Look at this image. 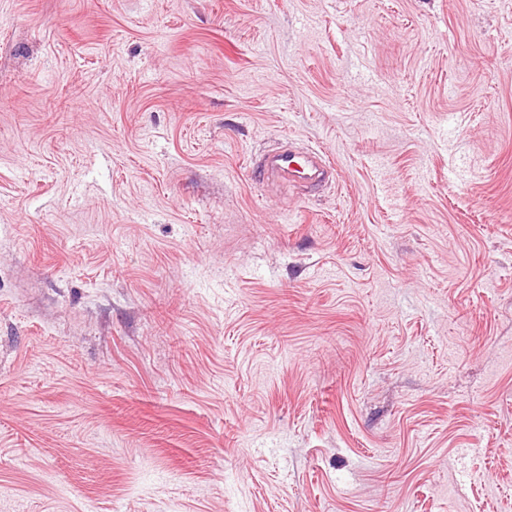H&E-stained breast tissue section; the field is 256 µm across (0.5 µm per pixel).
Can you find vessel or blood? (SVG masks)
<instances>
[{"label": "vessel or blood", "mask_w": 512, "mask_h": 512, "mask_svg": "<svg viewBox=\"0 0 512 512\" xmlns=\"http://www.w3.org/2000/svg\"><path fill=\"white\" fill-rule=\"evenodd\" d=\"M259 178H280L291 183L313 186L329 179L334 168L316 151L300 149L293 144L282 145L254 161Z\"/></svg>", "instance_id": "vessel-or-blood-1"}]
</instances>
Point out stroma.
<instances>
[{"instance_id":"1","label":"stroma","mask_w":512,"mask_h":512,"mask_svg":"<svg viewBox=\"0 0 512 512\" xmlns=\"http://www.w3.org/2000/svg\"><path fill=\"white\" fill-rule=\"evenodd\" d=\"M0 512H512V0H0ZM253 168L258 171V177L263 183L278 177L304 186L325 181L334 172V167L326 162L322 154L297 148L289 141L254 161Z\"/></svg>"}]
</instances>
